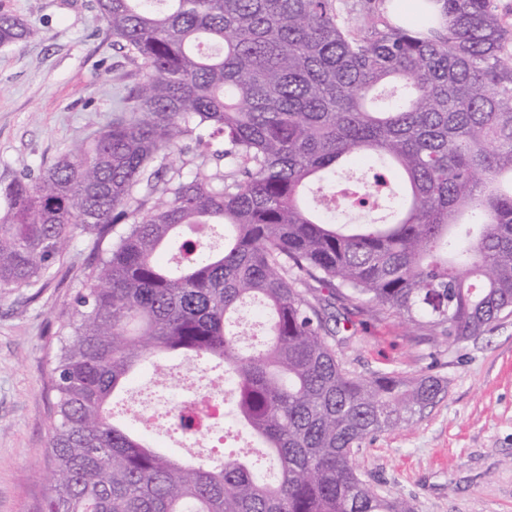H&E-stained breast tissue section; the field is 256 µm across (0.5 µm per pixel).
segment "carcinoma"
<instances>
[{
	"mask_svg": "<svg viewBox=\"0 0 512 512\" xmlns=\"http://www.w3.org/2000/svg\"><path fill=\"white\" fill-rule=\"evenodd\" d=\"M93 0L143 75L112 122L0 186V292L93 234L50 370L43 512H416L354 449L445 391L345 369L341 299L460 343L512 317V26L497 0ZM36 31L0 12V48ZM204 150L164 178V160ZM360 155L395 169L382 215L343 220ZM213 363L265 461L185 464L108 404L164 355Z\"/></svg>",
	"mask_w": 512,
	"mask_h": 512,
	"instance_id": "obj_1",
	"label": "carcinoma"
}]
</instances>
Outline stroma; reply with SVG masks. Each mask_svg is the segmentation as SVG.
I'll list each match as a JSON object with an SVG mask.
<instances>
[{
	"label": "stroma",
	"mask_w": 512,
	"mask_h": 512,
	"mask_svg": "<svg viewBox=\"0 0 512 512\" xmlns=\"http://www.w3.org/2000/svg\"><path fill=\"white\" fill-rule=\"evenodd\" d=\"M40 39L0 49V183L51 165L112 120L142 72L114 46L90 0H0ZM90 261L77 238L44 285L0 295V512L50 496L49 369ZM336 353L352 373L430 372L447 387L407 426L366 440L353 459L381 493L417 512H512V318L461 343L432 344L394 319L336 306Z\"/></svg>",
	"instance_id": "stroma-1"
}]
</instances>
